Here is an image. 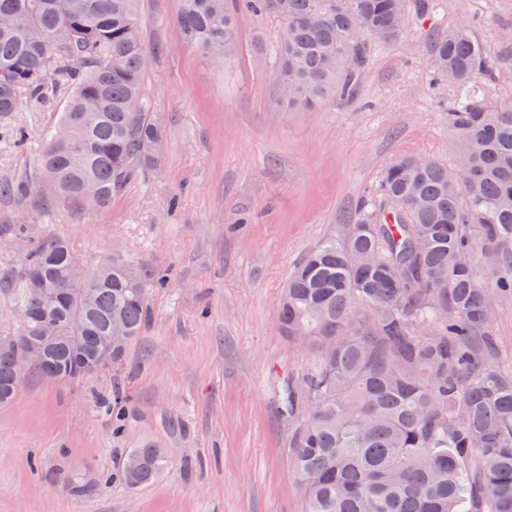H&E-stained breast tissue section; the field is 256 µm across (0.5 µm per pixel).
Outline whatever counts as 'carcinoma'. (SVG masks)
Segmentation results:
<instances>
[{
    "label": "carcinoma",
    "mask_w": 512,
    "mask_h": 512,
    "mask_svg": "<svg viewBox=\"0 0 512 512\" xmlns=\"http://www.w3.org/2000/svg\"><path fill=\"white\" fill-rule=\"evenodd\" d=\"M138 0H0V122L49 85L70 93L40 155L55 198L104 209L137 172L160 160L165 130L151 111ZM407 0H181L188 47L222 65L242 15L281 19L271 44L280 100L316 111L356 95L366 39L391 42L406 26ZM430 65L448 83L451 148L469 171L420 156L386 166L357 224L323 240L292 271L278 328L316 350L314 369L286 387L282 415L296 420L291 451L303 512H512V364L499 361L490 299L512 296V105L488 100L493 64L473 24L437 39ZM481 253L489 281L477 275ZM75 252L49 236L25 257L12 308L22 332L41 339L45 320L58 381L111 330L128 340L150 318L148 290L167 274L141 261L105 260L72 281ZM92 292L94 302L83 304ZM17 352L0 347V406L24 380ZM170 463L146 443L122 462L136 488Z\"/></svg>",
    "instance_id": "carcinoma-1"
}]
</instances>
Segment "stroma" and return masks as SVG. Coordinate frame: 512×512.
<instances>
[{
  "label": "stroma",
  "instance_id": "obj_1",
  "mask_svg": "<svg viewBox=\"0 0 512 512\" xmlns=\"http://www.w3.org/2000/svg\"><path fill=\"white\" fill-rule=\"evenodd\" d=\"M179 12V0L138 2L146 88L166 138L160 163L108 208L57 201L39 178L66 92L13 114L25 145L0 140V182L16 186L0 195V336L16 333L7 289L44 237H65L90 267L123 254L173 277L150 289V322L120 364L78 382L30 376L0 408V512H301L294 426L279 403L317 355L277 328L290 271L355 222L394 158L454 164L451 92L429 57L462 18L495 61L490 98L512 104V0H435L410 13L399 40L369 41L356 99L317 112L279 100L269 58L278 18L243 16L223 69L183 42ZM117 390L119 437L93 403ZM145 442L169 449L172 464L156 483L127 487L119 465Z\"/></svg>",
  "mask_w": 512,
  "mask_h": 512
}]
</instances>
